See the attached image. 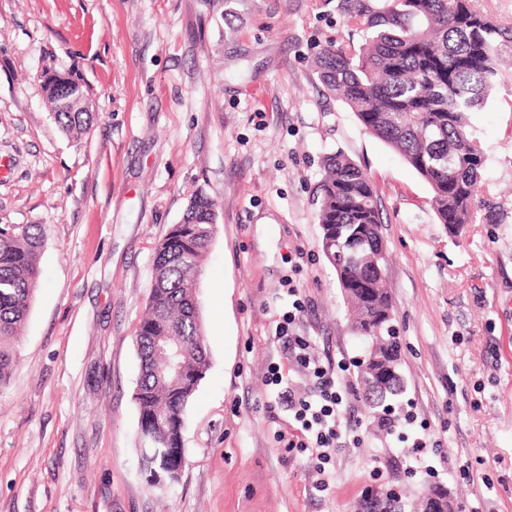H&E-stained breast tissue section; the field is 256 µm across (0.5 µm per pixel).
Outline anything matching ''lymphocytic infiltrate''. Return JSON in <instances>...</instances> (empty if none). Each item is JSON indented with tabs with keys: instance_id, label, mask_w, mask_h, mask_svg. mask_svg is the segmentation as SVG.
<instances>
[{
	"instance_id": "lymphocytic-infiltrate-1",
	"label": "lymphocytic infiltrate",
	"mask_w": 512,
	"mask_h": 512,
	"mask_svg": "<svg viewBox=\"0 0 512 512\" xmlns=\"http://www.w3.org/2000/svg\"><path fill=\"white\" fill-rule=\"evenodd\" d=\"M292 298L291 308L281 325H278L276 338L281 343L287 358L308 370L311 387L308 393L297 394L288 376L274 373L270 385L275 386L281 405L292 415L297 432L289 439L292 448H302L311 452L319 464H326L333 453L343 444L361 447L363 423L350 411L349 390L344 386L334 368L323 366L310 352L307 340L295 336L291 328L305 306L296 287H289Z\"/></svg>"
}]
</instances>
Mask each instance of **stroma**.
<instances>
[{"label":"stroma","instance_id":"1","mask_svg":"<svg viewBox=\"0 0 512 512\" xmlns=\"http://www.w3.org/2000/svg\"><path fill=\"white\" fill-rule=\"evenodd\" d=\"M350 0H0V225L39 224L34 303L0 391V512H394L442 486L461 512H512V80L472 130L486 151L477 221L437 223L428 184L314 69L362 43ZM86 88L75 141L44 106V77ZM341 151L376 181L393 323L412 413L432 441L409 457L378 434L356 385L349 327L316 221L322 161ZM217 204L200 294L211 369L190 402L186 465L160 491L140 471L135 334L154 247L193 191ZM293 327L345 369L368 431L339 449L327 490L265 383ZM468 465L461 476L460 465Z\"/></svg>","mask_w":512,"mask_h":512}]
</instances>
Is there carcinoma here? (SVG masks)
Returning <instances> with one entry per match:
<instances>
[{
  "label": "carcinoma",
  "mask_w": 512,
  "mask_h": 512,
  "mask_svg": "<svg viewBox=\"0 0 512 512\" xmlns=\"http://www.w3.org/2000/svg\"><path fill=\"white\" fill-rule=\"evenodd\" d=\"M347 24L365 43H332L315 57L318 80L354 112L365 130L398 152L430 186L437 223L476 221L485 150L471 133L512 59V27L476 10L471 0H385L377 9L353 0ZM45 105L72 139L92 126L83 86L70 78L45 84ZM321 248L334 268L352 331L366 346L357 382L372 409L386 413L404 393L398 337L389 328L391 297L374 180L342 152L324 159L316 188ZM217 224L214 200L194 191L180 223L156 245L154 276L135 342L134 392L141 468L151 486L177 482L185 463V414L210 368L200 312L202 265ZM40 224L0 225V389L16 366L14 342L40 277ZM422 512H458L444 487L429 489Z\"/></svg>",
  "instance_id": "1"
}]
</instances>
